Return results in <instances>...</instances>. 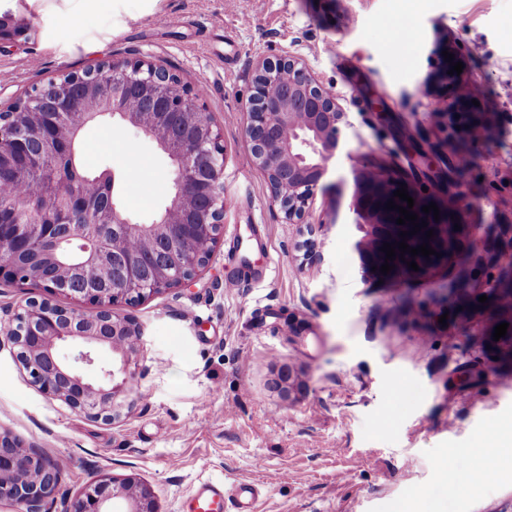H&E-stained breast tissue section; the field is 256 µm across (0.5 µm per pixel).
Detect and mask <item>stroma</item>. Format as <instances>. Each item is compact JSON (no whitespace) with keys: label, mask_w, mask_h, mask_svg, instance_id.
I'll list each match as a JSON object with an SVG mask.
<instances>
[{"label":"stroma","mask_w":512,"mask_h":512,"mask_svg":"<svg viewBox=\"0 0 512 512\" xmlns=\"http://www.w3.org/2000/svg\"><path fill=\"white\" fill-rule=\"evenodd\" d=\"M7 10L33 29L0 49L1 106L65 70L150 56L199 91L225 154L223 232L207 266L191 285L114 308L142 336L131 403L112 423L47 397L0 341V431L63 464L47 512L99 474L138 477L158 512H183L206 481L259 484L256 512H512V470L449 493L442 470L451 450L464 469L488 465L512 427V364L483 339L496 307L464 327L436 301L447 269L405 284L363 276L346 208L350 155L407 174L408 141L445 139L420 83L447 43L495 117L466 176L470 220L512 216V0H112L94 12L0 0ZM285 54L346 113L349 153L330 162L301 224L271 205L242 134L256 60ZM364 85L386 112L366 104ZM84 140V166L122 173L124 207L151 223L167 201V160L108 116Z\"/></svg>","instance_id":"1"}]
</instances>
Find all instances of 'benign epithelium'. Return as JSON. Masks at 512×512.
<instances>
[{
    "mask_svg": "<svg viewBox=\"0 0 512 512\" xmlns=\"http://www.w3.org/2000/svg\"><path fill=\"white\" fill-rule=\"evenodd\" d=\"M30 26L8 12L0 16V45L28 37ZM450 62L424 79L444 87L452 98L444 111L447 126L457 140L475 130H493L492 113L472 104L474 96L461 94L467 79L450 75ZM253 93L242 111L247 114L244 139L255 164L266 176L271 204L279 207L290 224H300L316 190L323 186L329 163L343 147L341 124L345 112L338 96L327 91L294 56L261 58L252 74ZM88 115L112 120L153 142L169 159L171 194L160 214L149 224L134 221L121 204L115 174L104 170L93 179L80 175L74 163L53 164L61 147L73 148ZM352 191L348 218L363 233L355 244L362 258V273L390 283H405L431 270L448 266L466 242L479 259L500 269L501 259L512 253V225L498 224L492 231L468 219V204L461 175L468 164L448 155L447 179H437L442 194L455 201L451 210L440 209V219L422 212L428 201L415 197L410 177L394 175L366 157L350 158ZM32 179L37 192L29 199L0 196V279L38 283L46 292L29 298L9 320H0V336L14 348L31 382L45 395L64 401L93 421L112 423L130 394V357L133 347L118 336H139V329L114 315L117 304L134 305L163 290L192 283L208 263L224 224V150L213 114L157 60L120 59L81 70L65 71L0 113V187ZM407 185L415 198L413 212L427 228L402 239L412 230L398 225L386 200L399 201L393 192ZM85 224H106L142 245L168 247L167 264L145 269L132 256L118 257L103 238L83 230ZM461 229L454 230V225ZM434 237L426 238V230ZM406 241L416 248L443 245L442 256L394 257L395 268L384 275L372 267L385 263L383 244ZM47 259L57 275L46 276L43 266L23 267L20 256ZM415 261L419 271L407 266ZM93 265L98 281L79 291L68 287L63 275ZM463 288L485 295L492 302L512 288L497 275L483 283L471 277L468 262ZM68 297L77 306L53 301ZM509 323L506 336L493 340L494 328L484 333L498 357L512 361V314L495 324ZM70 352L63 355L62 346ZM120 354L116 368L87 371L96 364L98 348ZM59 480L58 461L39 453L10 434L0 433V502L16 512H45L44 502ZM157 512L149 487L134 477L117 481L96 476L69 501L67 512Z\"/></svg>",
    "mask_w": 512,
    "mask_h": 512,
    "instance_id": "7a95c632",
    "label": "benign epithelium"
}]
</instances>
